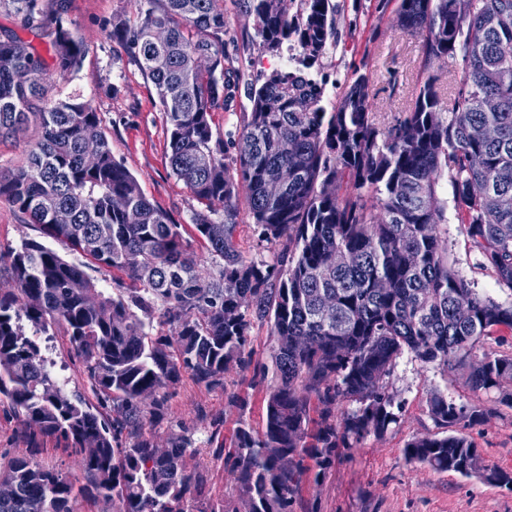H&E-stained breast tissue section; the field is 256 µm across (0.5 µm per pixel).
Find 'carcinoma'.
Masks as SVG:
<instances>
[{
	"instance_id": "obj_1",
	"label": "carcinoma",
	"mask_w": 512,
	"mask_h": 512,
	"mask_svg": "<svg viewBox=\"0 0 512 512\" xmlns=\"http://www.w3.org/2000/svg\"><path fill=\"white\" fill-rule=\"evenodd\" d=\"M136 2L139 24L116 20L112 34L157 89L169 166L205 206L193 226L215 270L201 272L183 225L112 156L89 101L73 93L38 104L46 72L68 75L85 58L82 39L63 24L66 0L51 11L44 0H0L45 44L42 53L16 34L0 38V139L32 122L39 129L25 162L0 170V201L43 236L129 279L109 293L35 239L0 250L12 283L0 288V403L23 417L31 442L64 444L84 479L39 465L27 448L0 462V512H74L80 498L110 501L112 512H297L305 482H318L340 449L397 423L386 378L405 351L464 370L474 394L497 391L512 408V393L501 391L512 382V357H476L483 340L512 334V304L475 293L448 264L446 228L451 193L481 264L512 290V0H398V26L421 37V72L412 104L389 126L358 69L326 111V82L312 69L339 46L333 0H295L287 16L272 0H242L264 52L298 54L251 85L248 121L226 138L212 114L233 100L239 79L224 68L229 23L218 0ZM441 57L463 62L446 108L432 74ZM487 98L497 111L484 109ZM484 125L496 137L474 139ZM87 139L99 144L92 167L83 161ZM229 145L233 168L224 163ZM282 168L293 178L270 199L265 183ZM242 194L257 245L284 244L273 263L240 250ZM116 197L139 211L138 223L112 206ZM157 317L173 335L153 333ZM256 322L275 340L269 366L252 357ZM58 328L112 414L68 391L42 355L41 337ZM232 370L273 384L261 429L238 392L228 395L240 411L233 432L213 420L208 447L236 482L226 498L213 494L194 433L162 443L154 427L183 374L213 388ZM345 402L358 407L341 414ZM428 409L446 428L480 417L439 392ZM404 457L495 485L512 480L486 470L462 434L414 438Z\"/></svg>"
}]
</instances>
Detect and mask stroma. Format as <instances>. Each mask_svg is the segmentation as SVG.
<instances>
[{"mask_svg":"<svg viewBox=\"0 0 512 512\" xmlns=\"http://www.w3.org/2000/svg\"><path fill=\"white\" fill-rule=\"evenodd\" d=\"M337 2L341 48L322 60L321 74L327 80L324 106L333 109L347 76L357 68L372 79L375 112L393 121L407 110L419 78L420 38L394 27L396 0ZM218 6L230 24L226 56L242 83L228 108L212 115L214 131L223 134L242 128L247 120L252 107L247 83L287 66L290 54L261 52L238 0H219ZM64 18L86 43L87 53L72 75L47 73L46 99L80 93L91 100L115 159L137 177L151 201L183 224V235L193 240L201 269L211 268L206 248L194 240L192 216L202 205L169 167L166 117L156 90L112 34L113 20L137 23L136 0H67ZM448 263L475 292L500 303L512 302V290L480 266L469 237L453 217L448 220ZM42 352L69 389L88 392L85 364L69 337L59 333L43 340ZM267 387L251 373L236 370L222 388H206L183 375L169 401L171 414L157 433L165 438L186 427L202 444L214 417L223 418L225 432H232L242 413L228 405L229 390L249 394L251 405L244 414L253 425H260V403ZM387 390L400 408L398 422L386 433L367 435L357 448L342 452L320 483L309 484L304 492L307 512H512V489L410 463L403 455L413 438L442 433L428 411L429 398L437 391L481 410V418L464 426L463 432L476 444L484 465L512 472V409L499 405L495 395L470 392L463 370L423 365L408 353L397 359Z\"/></svg>","mask_w":512,"mask_h":512,"instance_id":"obj_1","label":"stroma"}]
</instances>
